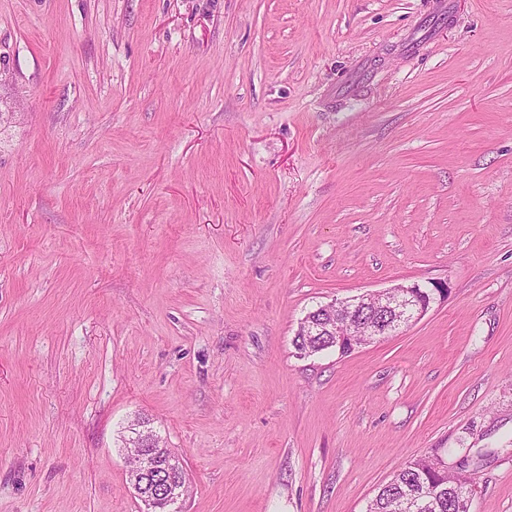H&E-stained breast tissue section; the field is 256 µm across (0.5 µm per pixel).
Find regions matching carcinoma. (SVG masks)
<instances>
[{"label": "carcinoma", "instance_id": "carcinoma-1", "mask_svg": "<svg viewBox=\"0 0 512 512\" xmlns=\"http://www.w3.org/2000/svg\"><path fill=\"white\" fill-rule=\"evenodd\" d=\"M295 350H308L319 354L336 346V336L331 334L296 336L293 339ZM484 454L465 449L448 469L437 468L427 459H416L404 465L383 484L368 505L367 512H406L408 502L419 500V512H470V478L462 473L477 472L482 466ZM186 483V474L159 475L158 486L171 485V494L178 497Z\"/></svg>", "mask_w": 512, "mask_h": 512}]
</instances>
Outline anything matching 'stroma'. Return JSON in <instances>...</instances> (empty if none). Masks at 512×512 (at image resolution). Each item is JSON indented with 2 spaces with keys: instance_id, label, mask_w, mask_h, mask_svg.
Returning <instances> with one entry per match:
<instances>
[{
  "instance_id": "1",
  "label": "stroma",
  "mask_w": 512,
  "mask_h": 512,
  "mask_svg": "<svg viewBox=\"0 0 512 512\" xmlns=\"http://www.w3.org/2000/svg\"><path fill=\"white\" fill-rule=\"evenodd\" d=\"M1 54L0 512H141V420L176 512H366L466 448L512 512V0H0ZM418 288L423 292V294L420 295V300L426 305H421L419 309H416V313H414L410 309V306L414 305L412 297L414 294L413 289ZM427 295L431 297V293L422 289L419 284L409 286L402 285L381 292L363 293L339 302L336 301L331 304L323 305L328 311L329 316L335 320V323L337 319L336 326L339 334L334 336L324 332L322 336H294V348L297 352L306 349L312 355H315L329 348L336 347L337 340L340 351L342 347L348 346L349 352H352L362 345L369 344L380 337L390 336L401 327L408 326L412 322L419 320L429 309ZM370 307L379 308L382 314L381 317L377 319L375 336H372V338L368 339L366 342L356 344L353 341L354 334L352 332V327L355 323L354 319L358 315L370 313Z\"/></svg>"
}]
</instances>
